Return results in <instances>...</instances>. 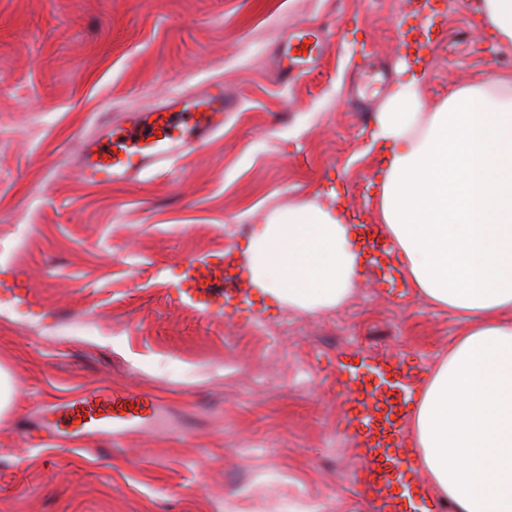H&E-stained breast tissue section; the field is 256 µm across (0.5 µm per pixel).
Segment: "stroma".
Masks as SVG:
<instances>
[{"mask_svg":"<svg viewBox=\"0 0 512 512\" xmlns=\"http://www.w3.org/2000/svg\"><path fill=\"white\" fill-rule=\"evenodd\" d=\"M419 50L427 106L512 76V45L476 28L465 0H430ZM327 34L322 57L280 73L291 28ZM407 0H0V512H377L336 353L434 368L463 327L414 289L361 278L315 316L231 300L223 316L176 304L180 259L241 257L254 225L336 190L373 219L375 112L398 80ZM223 84L224 131L172 167L123 185L68 173L96 115L147 110ZM97 388L162 398L155 428L112 447H27L36 408ZM391 491L413 512L415 462Z\"/></svg>","mask_w":512,"mask_h":512,"instance_id":"35a3bbf8","label":"stroma"}]
</instances>
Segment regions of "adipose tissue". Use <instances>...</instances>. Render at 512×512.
Instances as JSON below:
<instances>
[{
    "label": "adipose tissue",
    "instance_id": "ef3b65f1",
    "mask_svg": "<svg viewBox=\"0 0 512 512\" xmlns=\"http://www.w3.org/2000/svg\"><path fill=\"white\" fill-rule=\"evenodd\" d=\"M471 11L512 45V0H474ZM401 69L374 116L386 153L375 215L411 286L464 323L419 381L407 451L424 476L420 495L453 512H512V76L429 109L424 68ZM245 254L267 303L307 315L341 306L364 274L333 191L271 210Z\"/></svg>",
    "mask_w": 512,
    "mask_h": 512
}]
</instances>
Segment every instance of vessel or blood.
Here are the masks:
<instances>
[{"label":"vessel or blood","instance_id":"obj_1","mask_svg":"<svg viewBox=\"0 0 512 512\" xmlns=\"http://www.w3.org/2000/svg\"><path fill=\"white\" fill-rule=\"evenodd\" d=\"M322 41L310 30L295 33L288 51L295 60L313 62ZM228 103L223 88L196 95H177L148 112L126 113L113 120L100 113L98 133L84 139L72 171L90 185L123 184L144 171L195 152L224 128ZM369 278H377L385 258L393 254L383 232L365 238ZM239 296L249 293L248 284L228 273L223 257H191L182 262V278L173 288L177 303H189L208 316H220L219 299L224 289ZM416 377L412 368L384 365L366 352H345L336 360V383L351 407L355 420L365 431L372 458L383 449L403 444V426L412 402ZM66 434L72 438L101 436L118 441L128 433L152 426L159 413L157 399L133 388L95 389L74 397L61 407Z\"/></svg>","mask_w":512,"mask_h":512}]
</instances>
